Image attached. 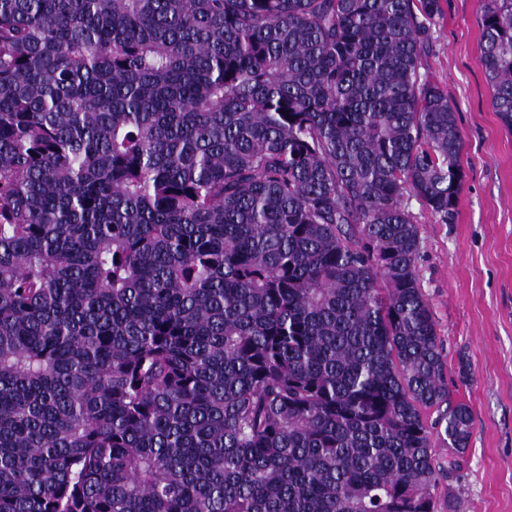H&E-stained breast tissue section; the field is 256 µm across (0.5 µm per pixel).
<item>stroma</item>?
Segmentation results:
<instances>
[{"label": "stroma", "mask_w": 512, "mask_h": 512, "mask_svg": "<svg viewBox=\"0 0 512 512\" xmlns=\"http://www.w3.org/2000/svg\"><path fill=\"white\" fill-rule=\"evenodd\" d=\"M481 0H444L424 72L448 93L466 177L454 223L409 208L422 239L418 272L447 358L453 400L473 433L464 454L434 436L435 460L457 459L455 512H512V127L491 106L481 64Z\"/></svg>", "instance_id": "obj_1"}]
</instances>
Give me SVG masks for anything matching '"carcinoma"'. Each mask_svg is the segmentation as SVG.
<instances>
[{"label": "carcinoma", "mask_w": 512, "mask_h": 512, "mask_svg": "<svg viewBox=\"0 0 512 512\" xmlns=\"http://www.w3.org/2000/svg\"><path fill=\"white\" fill-rule=\"evenodd\" d=\"M482 63L512 126V0ZM442 0H0V512H438L405 200L465 180Z\"/></svg>", "instance_id": "obj_1"}]
</instances>
